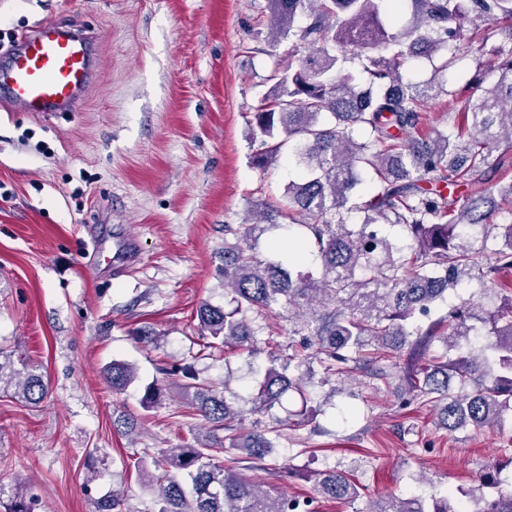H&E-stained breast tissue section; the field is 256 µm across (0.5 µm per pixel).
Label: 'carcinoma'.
<instances>
[{
  "label": "carcinoma",
  "mask_w": 512,
  "mask_h": 512,
  "mask_svg": "<svg viewBox=\"0 0 512 512\" xmlns=\"http://www.w3.org/2000/svg\"><path fill=\"white\" fill-rule=\"evenodd\" d=\"M411 24L394 29L390 0H268L272 44L292 43L288 67L274 68L264 103L249 121L258 143L255 159L266 165L289 146L298 179L284 189L279 206L249 210L244 236L251 237L286 216L312 240L297 238L287 257H259L251 247L224 242V290L228 306L204 302L196 316L205 349H233L251 340L246 313L279 308L295 335L311 336L310 354L270 360L249 396L250 413L265 415L281 396L304 386L302 367L315 361L327 374L360 371L387 387L396 381L414 400L437 408L450 432L481 428L512 411V152L489 160L503 141L512 144V47L496 51L492 80L472 101L453 98L433 126L428 103L437 83L405 78L421 59L442 75L471 42L465 24L497 20L512 42V0H410ZM365 84L346 67L355 51ZM498 181L489 184V173ZM507 214V222L493 217ZM399 227L404 237L388 229ZM317 249L318 275L295 271ZM477 280L501 296L487 309L463 303L448 315L418 323L448 291ZM488 325V341L475 352L421 360L435 339L448 350L469 340V321ZM175 387L220 439L172 448L154 460L163 473L138 462L157 512H303L310 501L281 494L238 475L219 455L238 449L254 463L275 448L269 430L243 434L230 421L239 416V394L224 377L222 387L203 381L191 363L173 371ZM106 379L123 391L137 379L127 363L114 362ZM12 387L30 407L48 395L42 375L17 369L0 351V390ZM488 493L463 490L469 506L421 497H383L369 512H512V490L497 472L485 473ZM316 494L354 500L361 487L344 473L319 474ZM0 506L34 512L33 500L17 487ZM120 489L93 500V512H130Z\"/></svg>",
  "instance_id": "1"
}]
</instances>
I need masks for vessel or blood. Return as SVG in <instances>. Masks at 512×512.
<instances>
[{
    "label": "vessel or blood",
    "mask_w": 512,
    "mask_h": 512,
    "mask_svg": "<svg viewBox=\"0 0 512 512\" xmlns=\"http://www.w3.org/2000/svg\"><path fill=\"white\" fill-rule=\"evenodd\" d=\"M98 74L95 37L44 21L18 34L0 60V107L22 112L78 110Z\"/></svg>",
    "instance_id": "vessel-or-blood-1"
}]
</instances>
